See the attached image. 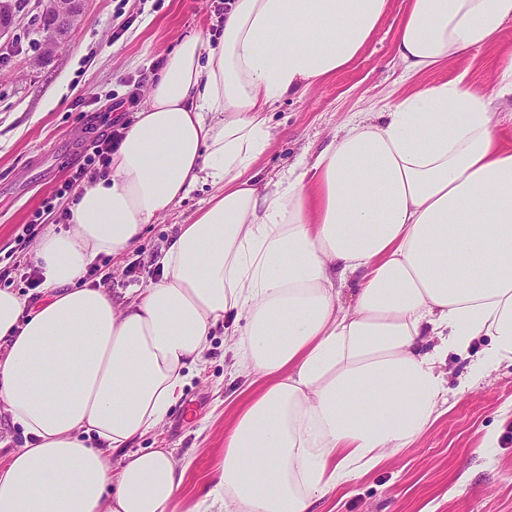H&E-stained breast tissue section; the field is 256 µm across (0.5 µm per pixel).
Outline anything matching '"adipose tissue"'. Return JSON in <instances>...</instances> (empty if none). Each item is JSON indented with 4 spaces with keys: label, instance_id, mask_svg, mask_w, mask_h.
Masks as SVG:
<instances>
[{
    "label": "adipose tissue",
    "instance_id": "adipose-tissue-1",
    "mask_svg": "<svg viewBox=\"0 0 512 512\" xmlns=\"http://www.w3.org/2000/svg\"><path fill=\"white\" fill-rule=\"evenodd\" d=\"M390 6L230 0L217 46L188 36L169 55L109 174L39 242L40 303L0 289V402L26 437L0 467V512H171L185 466L130 446L167 419L219 325L230 378L251 385L213 490L225 512H315L435 422L449 352L486 336L476 373L512 362V147L496 120L512 49L490 85L456 78L354 113L312 163L251 174L272 106L360 57ZM510 23L512 0H406L395 59L413 77ZM201 181L214 191L159 280L123 305L77 287Z\"/></svg>",
    "mask_w": 512,
    "mask_h": 512
}]
</instances>
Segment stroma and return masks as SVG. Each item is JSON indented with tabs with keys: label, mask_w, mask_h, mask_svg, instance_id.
Instances as JSON below:
<instances>
[{
	"label": "stroma",
	"mask_w": 512,
	"mask_h": 512,
	"mask_svg": "<svg viewBox=\"0 0 512 512\" xmlns=\"http://www.w3.org/2000/svg\"><path fill=\"white\" fill-rule=\"evenodd\" d=\"M221 0H83L82 18L45 53L42 0H23L9 35L0 37V289L26 299L37 291L25 280L35 266L38 241L50 229L65 230L71 201L58 191L77 168L101 173L93 147L111 131L132 124L168 56L188 36L218 41ZM391 11L362 56L303 96L276 103L268 114L275 131L270 150L254 165L258 181L312 161L355 112H377L404 96L465 75L487 85L495 62L512 47V27L497 43L467 58L412 78L393 57L399 17ZM213 188L198 184L167 213L147 225L120 257L99 255L94 282L116 304L157 278V261L203 207ZM475 340L465 353H449L444 366L449 409L396 457L331 493L318 512H512V362L469 385L471 364L487 345ZM224 329L211 336L210 362L192 371L184 393L164 424L135 441L143 448L172 449L176 460L193 457L174 512L207 498L224 456V433L237 404L230 382ZM495 432L497 446L482 439Z\"/></svg>",
	"instance_id": "1"
}]
</instances>
